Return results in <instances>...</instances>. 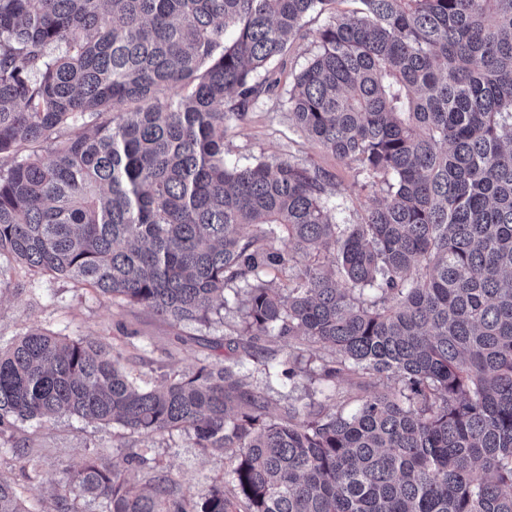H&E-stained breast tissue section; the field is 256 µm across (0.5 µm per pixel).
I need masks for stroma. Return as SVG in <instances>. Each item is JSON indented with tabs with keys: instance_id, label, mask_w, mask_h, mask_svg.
Wrapping results in <instances>:
<instances>
[{
	"instance_id": "1",
	"label": "stroma",
	"mask_w": 512,
	"mask_h": 512,
	"mask_svg": "<svg viewBox=\"0 0 512 512\" xmlns=\"http://www.w3.org/2000/svg\"><path fill=\"white\" fill-rule=\"evenodd\" d=\"M357 0H335L330 12L309 14L303 20L304 38L297 40L288 56L277 63L279 86L263 95L244 124L228 129L224 136L227 162L248 163L293 157L312 168L334 174L343 204L342 219L359 222L372 206L376 194L358 191L355 165L340 161L312 142L294 125L288 110V91L293 76L314 54L312 35L327 23L330 14L358 9ZM0 272L10 282L0 291V346L6 347L38 327L73 340L92 339L121 352L134 374L148 378L158 371L190 374L200 366L226 353V336L239 328L238 303L228 300L220 316L209 324H171L148 310L120 300L112 301L93 289L51 274L28 271L9 254L0 255ZM329 349L320 355L301 351L295 363L301 376L280 377L268 387L269 412L277 414L287 400L320 401L321 381L312 380L320 360L330 357ZM31 448L39 471L37 485H30L20 471L21 463L13 446ZM147 452L179 479L184 494L196 497L222 480L226 464L223 456L201 452L181 431L144 438L119 425L86 424L74 417L50 422L16 421L13 429L0 436V472L11 476L18 490L28 495L35 512H54L55 499L62 494V469L88 454L101 455L108 463L124 470L138 485H145L142 472L128 468V453Z\"/></svg>"
}]
</instances>
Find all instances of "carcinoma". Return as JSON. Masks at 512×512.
I'll return each instance as SVG.
<instances>
[{"mask_svg": "<svg viewBox=\"0 0 512 512\" xmlns=\"http://www.w3.org/2000/svg\"><path fill=\"white\" fill-rule=\"evenodd\" d=\"M334 2L0 0V254L172 322L243 292L233 358L192 375L38 327L0 347V436L75 416L227 460L196 500L85 456L60 483L103 512H512V0H359L316 32L288 109L383 194L353 224L323 169L224 160ZM270 336L332 349L356 409L269 415L243 368L282 373ZM0 512H28L3 474Z\"/></svg>", "mask_w": 512, "mask_h": 512, "instance_id": "obj_1", "label": "carcinoma"}]
</instances>
